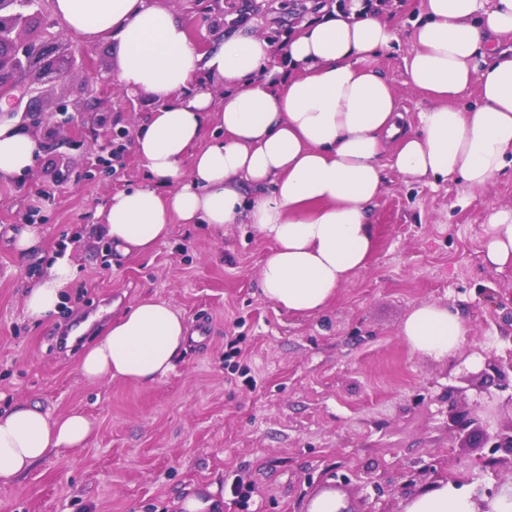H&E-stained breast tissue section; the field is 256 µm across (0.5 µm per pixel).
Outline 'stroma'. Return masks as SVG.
Returning <instances> with one entry per match:
<instances>
[{
    "mask_svg": "<svg viewBox=\"0 0 512 512\" xmlns=\"http://www.w3.org/2000/svg\"><path fill=\"white\" fill-rule=\"evenodd\" d=\"M419 6L396 0L390 20L400 43L373 61L412 131L432 102L408 84L403 65ZM243 7L244 23L267 34L291 28L313 2ZM85 161L79 151L44 149L22 179L0 180V409L22 402L79 412L95 428L86 447L51 454L0 488V512H179L178 502L211 486L222 512H307L339 473L351 480L353 512H402L411 495L454 475L473 495L512 483L506 472L464 469L479 452L448 433L449 400L474 397L459 389L463 360L412 353L399 334L413 306L437 303L469 326L470 343L512 347V271L489 269L480 254L487 216L512 207L511 173L473 191L387 170L367 268L324 311L300 316L263 298L259 272L271 244L252 225L215 233L176 224L150 253L112 249L93 215L112 193L142 183L144 163L130 144L116 177L59 180ZM46 184L50 202L41 198ZM30 220L41 243L22 254L15 235ZM65 248L79 275L53 323L33 324L23 292ZM144 298L170 302L190 325L208 318L210 328L154 385L85 381V344Z\"/></svg>",
    "mask_w": 512,
    "mask_h": 512,
    "instance_id": "35a3bbf8",
    "label": "stroma"
}]
</instances>
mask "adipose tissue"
I'll return each mask as SVG.
<instances>
[{
  "mask_svg": "<svg viewBox=\"0 0 512 512\" xmlns=\"http://www.w3.org/2000/svg\"><path fill=\"white\" fill-rule=\"evenodd\" d=\"M55 17L85 44L108 41L119 85L158 110L135 149L142 185L112 193L99 229L121 252H150L173 223L222 232L250 224L272 248L260 269L266 300L292 314L324 310L363 271L376 247L371 209L386 169L413 180H462L480 190L512 166V0H421L403 59L409 84L428 92L418 132L408 131L389 82L370 65L399 43L379 0H346L301 20L284 64L244 26L199 50L187 24L159 0H53ZM222 94L201 87L200 75ZM478 84L476 103L458 95ZM40 152L16 120H0V179L30 172ZM486 266L512 268V209L491 213ZM77 277L69 252L55 256L23 294L34 323L58 314ZM469 329L448 307L420 303L400 334L413 353L440 361ZM188 339L183 314L143 300L84 352L86 381L150 386L172 372ZM82 415L52 416L18 404L0 412V488L51 453L85 446ZM403 512H477L462 486L443 480L409 497Z\"/></svg>",
  "mask_w": 512,
  "mask_h": 512,
  "instance_id": "ef3b65f1",
  "label": "adipose tissue"
}]
</instances>
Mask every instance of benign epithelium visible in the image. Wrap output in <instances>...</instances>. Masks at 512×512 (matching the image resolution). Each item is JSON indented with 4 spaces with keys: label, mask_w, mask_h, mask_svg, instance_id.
<instances>
[{
    "label": "benign epithelium",
    "mask_w": 512,
    "mask_h": 512,
    "mask_svg": "<svg viewBox=\"0 0 512 512\" xmlns=\"http://www.w3.org/2000/svg\"><path fill=\"white\" fill-rule=\"evenodd\" d=\"M40 5V0H0V98L13 100V89L20 88L21 97L27 98L20 126L45 128L41 146L51 147L59 141L71 150L94 155V171L79 172L76 179L91 178L95 173L112 176L122 167L126 143L130 141L129 130L115 129L104 120L86 119L83 99L47 110L40 91L47 78L64 82L79 72L87 97L101 100L114 90L112 77L94 66L89 50L83 46L59 42L56 60H46L42 46L28 38V33L35 31L36 13L32 8ZM196 7L207 24V34L196 31L197 43L204 49L208 35L224 23V2L196 0ZM460 380L476 395L463 408L448 405L453 433L465 445L488 449L477 459L482 469L497 473L504 466L512 468V420L506 425L498 421L503 412L512 416V347L502 355L485 357L479 371L466 373Z\"/></svg>",
    "instance_id": "1"
}]
</instances>
